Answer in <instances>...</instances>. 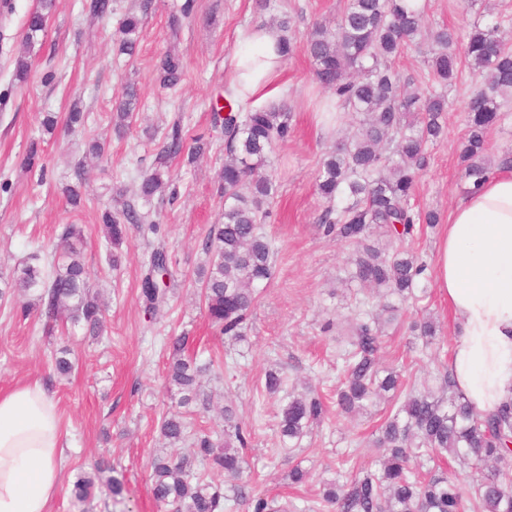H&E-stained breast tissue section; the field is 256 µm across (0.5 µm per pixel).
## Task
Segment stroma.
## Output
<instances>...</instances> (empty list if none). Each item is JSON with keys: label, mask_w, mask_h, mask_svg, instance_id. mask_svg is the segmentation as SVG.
Listing matches in <instances>:
<instances>
[{"label": "stroma", "mask_w": 512, "mask_h": 512, "mask_svg": "<svg viewBox=\"0 0 512 512\" xmlns=\"http://www.w3.org/2000/svg\"><path fill=\"white\" fill-rule=\"evenodd\" d=\"M138 2L116 0L114 13L97 19L86 0H56L45 32L35 40L31 71L23 82L14 76L13 58L22 50L25 20L39 0H11V10L0 9V35L9 49L0 55V276L33 248H52L60 225L79 224L87 241L90 281L108 306L102 336L76 327L48 339L35 318H22L12 305L0 303V390L40 380L63 415L66 465L51 512H161L152 494L150 462L169 449L158 423L163 414L177 410L179 399L168 388L166 341L188 333L190 352L210 351L216 361L201 380L211 401L197 413L196 424L223 434L224 413L232 411L235 423L253 432L245 458L255 492L294 502L302 512H328L321 502L324 482L339 473L349 477L379 470L378 454L368 442L389 411L387 399L381 398L352 418L329 413L295 448L279 435L289 391L307 388L326 398L334 393L347 338L333 330V323L376 310L381 302L352 280L350 248L323 235L316 224L326 207L316 187L318 171L349 124L323 122L317 104L329 93L313 80L304 39L314 21L337 17L345 0H193L190 14L175 30L169 18L184 0H153L138 53L130 59L118 52L117 29L123 13ZM284 16L291 19L293 52L283 63L279 85L292 108L293 134L274 146L264 168L277 186L272 216L263 227L276 255L274 277L261 289L243 339H222L193 283L208 229L224 211L217 182L224 166V129L213 123L211 109L224 94L240 32ZM489 23L498 24L504 47L512 51V0H428L427 27L456 30L459 60L446 89L447 137L429 148L428 165L411 198L414 210L433 209L448 217L466 192L459 145L467 130V103L482 79L473 75L463 53L473 25ZM169 49L185 65V76L173 90L154 81L155 61ZM130 84L138 88L142 105L129 132L119 138L112 132L110 112ZM76 101L94 118L90 133L107 143L103 162L87 174L88 202L78 212L71 211L61 188L71 183L72 166L85 153L89 133L59 129L47 136L41 128L45 113L64 118ZM176 120L188 136L208 139L211 150L191 166L173 160L176 200L157 198L150 205L172 258L168 301L150 315L138 297L149 257L141 234L131 233L120 267L108 269L98 244V212L113 205L117 191L133 199L140 175L150 168ZM34 139L43 142L42 177L20 165ZM424 312L436 319L438 332L423 352L412 347L407 323ZM452 345V316L431 288L426 298L407 304L402 323L385 326L381 362L400 370L407 381L431 380ZM63 347L71 351L74 370L60 378L53 375L50 360L53 350ZM271 369L283 380L275 394L264 389ZM101 458L123 472L126 490L116 499L96 493L84 509H77L72 484ZM297 465L310 477L295 488L288 474Z\"/></svg>", "instance_id": "stroma-1"}]
</instances>
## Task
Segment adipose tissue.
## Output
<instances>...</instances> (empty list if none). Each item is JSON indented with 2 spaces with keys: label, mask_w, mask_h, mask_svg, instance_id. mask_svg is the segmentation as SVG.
I'll list each match as a JSON object with an SVG mask.
<instances>
[{
  "label": "adipose tissue",
  "mask_w": 512,
  "mask_h": 512,
  "mask_svg": "<svg viewBox=\"0 0 512 512\" xmlns=\"http://www.w3.org/2000/svg\"><path fill=\"white\" fill-rule=\"evenodd\" d=\"M283 34L244 32L233 54L234 97L278 100ZM434 286L453 317L448 370L475 414L512 403V167L459 197L436 244ZM62 415L37 381L0 392V512H49L62 485Z\"/></svg>",
  "instance_id": "obj_1"
}]
</instances>
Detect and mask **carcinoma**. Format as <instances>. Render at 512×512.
I'll return each mask as SVG.
<instances>
[{
  "mask_svg": "<svg viewBox=\"0 0 512 512\" xmlns=\"http://www.w3.org/2000/svg\"><path fill=\"white\" fill-rule=\"evenodd\" d=\"M55 0H41L39 10L26 19V54L15 59V77L26 81L32 62L29 53L34 38L45 31ZM152 0H143L140 10L123 18L121 51L136 54L142 18ZM426 6L411 0H347L334 25L318 22L308 31L305 51L311 59L314 80L359 117L356 131L323 162L318 191L328 205L319 218L323 233L353 248L352 279L401 302L419 300L427 289L418 287L425 264L411 254L404 242L414 224H437L434 210L413 211L410 200L419 174L426 165L427 147L444 138L448 96L402 79L390 61L410 46L421 32ZM498 26L473 27L468 35L466 57L471 68L485 78L484 87L469 101L468 133L460 144L459 160L468 190L481 186L489 174L485 156L488 131L501 119L498 98L512 92V52L503 48ZM434 48L427 58L433 77L443 86L455 79L457 58L450 52L455 32L440 27L432 34ZM155 80L174 88L184 75L182 57L173 50L155 65ZM138 89L129 85L112 109V131L121 137L129 130L139 108ZM237 111L215 120L224 127V167L219 186L224 194L222 221L207 234V259L197 269L206 315L219 333L240 338L244 334L256 290L274 273V251L261 224L271 214L275 188L262 172L267 155L291 134V110L284 101L272 107L237 103ZM90 113L73 106L67 115L70 128L87 129ZM211 142L198 136L187 139L174 123L157 148L151 168L140 179L137 197L146 204L170 186L169 163L180 157L193 165L210 150ZM104 145L92 137L88 154L73 166L82 181L86 166L100 162ZM25 170L44 171L40 142L29 144L21 161ZM102 245L108 264L121 263L120 248L130 229L142 236L158 234L159 225L131 201L119 210L101 214ZM382 245L369 243L371 237ZM148 266L140 279L139 298L152 315L165 303L169 275L166 242H149ZM86 237L79 224L61 227L51 252L38 247L6 276L0 277V301L18 304L22 316L35 315L44 332L52 336L68 326L82 325L94 336L105 319V306L90 284L84 261ZM399 307L388 301L377 314L347 323L350 349L344 358V373L336 388V406L342 415L364 408L383 393L390 394L389 412L374 445L383 450L381 468L375 473L347 478L336 474L326 484L322 501L332 512H512V405L489 418L475 416L464 397L453 390L448 370L438 372L442 394L428 386L418 388L403 382L399 372L379 364L383 345L382 326L397 318ZM412 335L429 347L436 336L434 321L424 315L410 326ZM189 337L169 338L171 361L168 382L182 395L180 406L198 398V380L212 362L197 364L184 356ZM322 399L309 393L288 394L279 421L280 436L297 443L309 435L325 416ZM192 412L166 414L160 434L173 446L193 438L190 456L177 453L152 458L154 499L167 512H224L228 496L220 484L207 480L208 473L222 472L232 485L235 498L247 502L249 512H288V505L249 493L243 450L253 433L241 425L224 430V440L204 430H195ZM472 462L475 473L470 490L463 492L437 461L444 457ZM105 461L91 474L79 475L71 496L78 504L89 501L95 488L112 496L124 491V480L113 475Z\"/></svg>",
  "mask_w": 512,
  "mask_h": 512,
  "instance_id": "1",
  "label": "carcinoma"
}]
</instances>
